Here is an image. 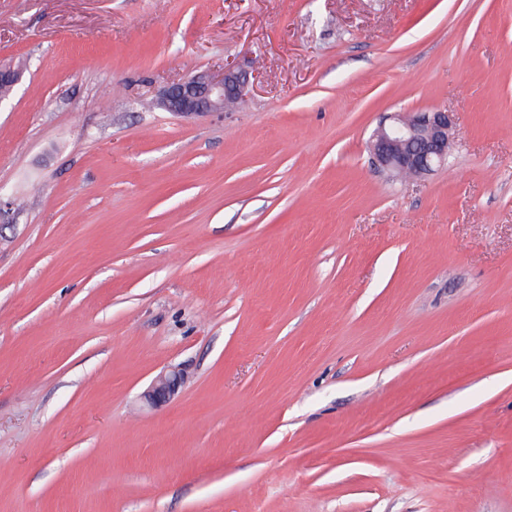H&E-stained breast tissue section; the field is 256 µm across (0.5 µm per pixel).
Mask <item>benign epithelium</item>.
Here are the masks:
<instances>
[{
    "label": "benign epithelium",
    "instance_id": "1",
    "mask_svg": "<svg viewBox=\"0 0 512 512\" xmlns=\"http://www.w3.org/2000/svg\"><path fill=\"white\" fill-rule=\"evenodd\" d=\"M21 79L14 67L0 64V88L10 92ZM248 78L238 68L227 64L222 73H199L168 86L162 93V104L170 112L194 116L222 112L228 99H239ZM453 113L448 111L394 112L389 122L382 123L370 142V150L378 166L393 173H407L422 178L448 160ZM184 383L181 371L161 373L142 393L143 400L158 406L173 396Z\"/></svg>",
    "mask_w": 512,
    "mask_h": 512
}]
</instances>
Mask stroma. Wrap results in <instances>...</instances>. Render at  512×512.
Listing matches in <instances>:
<instances>
[{"label":"stroma","instance_id":"stroma-1","mask_svg":"<svg viewBox=\"0 0 512 512\" xmlns=\"http://www.w3.org/2000/svg\"><path fill=\"white\" fill-rule=\"evenodd\" d=\"M20 57L0 512H512V0H0ZM228 60L234 111L157 107ZM370 142L378 166L411 178L430 175L448 160L453 112H393ZM184 383V375L180 370L171 369L162 372L142 393L143 400L151 406L165 403Z\"/></svg>","mask_w":512,"mask_h":512}]
</instances>
